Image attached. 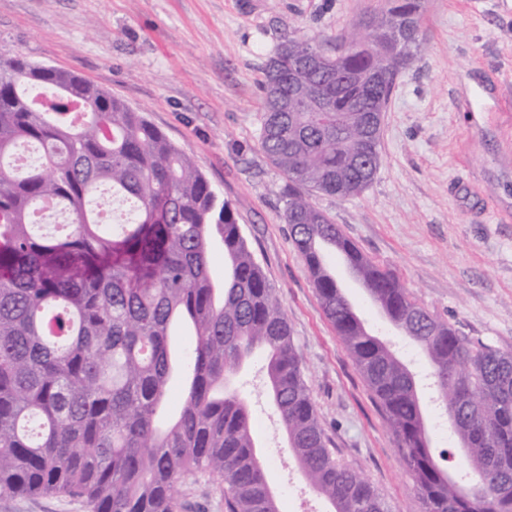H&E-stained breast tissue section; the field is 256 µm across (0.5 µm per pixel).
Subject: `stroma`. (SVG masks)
<instances>
[{"mask_svg":"<svg viewBox=\"0 0 512 512\" xmlns=\"http://www.w3.org/2000/svg\"><path fill=\"white\" fill-rule=\"evenodd\" d=\"M389 0H0V51L74 71L188 154L231 203L282 302L320 422L337 456L391 512H423L394 435L332 324L283 221L287 180L259 146L261 81L284 36L335 37ZM420 60L400 75L384 117L381 161L360 194H312L343 234L396 273L432 315L466 337L512 351V0H426ZM499 101L477 108L484 82ZM336 276L377 334L413 370L419 350L380 316L361 286ZM254 355L236 378L252 411L284 512H329L285 447ZM181 512H224L205 479L180 488ZM0 512H90L78 497L0 498Z\"/></svg>","mask_w":512,"mask_h":512,"instance_id":"1","label":"stroma"}]
</instances>
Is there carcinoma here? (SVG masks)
<instances>
[{"label":"carcinoma","mask_w":512,"mask_h":512,"mask_svg":"<svg viewBox=\"0 0 512 512\" xmlns=\"http://www.w3.org/2000/svg\"><path fill=\"white\" fill-rule=\"evenodd\" d=\"M424 0H394L343 50L294 69L313 38L286 36L264 69L259 143L288 180L283 220L324 315L396 437L424 512H512V351L462 336L369 259L305 190L360 192L380 164L384 112L423 38L381 34ZM51 90L28 97L24 87ZM332 111L314 112L318 90ZM38 164L14 167L22 145ZM112 198V223L97 200ZM73 215L35 222L42 202ZM224 254V279L210 257ZM339 253L387 320L427 357L458 439L459 478L435 459L428 408L409 364L373 335L325 263ZM300 473L332 512H389L342 463L317 413L281 302L233 209L141 112L72 72L0 53V497L64 494L91 512H179L177 487L206 477L225 512H282L249 403L232 384L252 355ZM187 380L167 411L174 374Z\"/></svg>","instance_id":"cac0c4a2"}]
</instances>
